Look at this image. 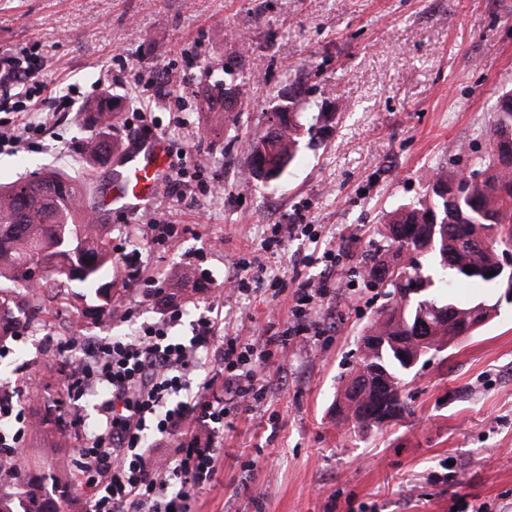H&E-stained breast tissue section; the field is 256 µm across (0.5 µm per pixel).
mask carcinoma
Here are the masks:
<instances>
[{
    "label": "carcinoma",
    "mask_w": 512,
    "mask_h": 512,
    "mask_svg": "<svg viewBox=\"0 0 512 512\" xmlns=\"http://www.w3.org/2000/svg\"><path fill=\"white\" fill-rule=\"evenodd\" d=\"M117 118L112 106L92 103L77 115L79 123L98 130L85 146L91 168L105 165L114 145L105 131ZM266 136L247 148L249 166L268 180L294 162L301 129L295 112L275 113ZM508 137L512 150V90L498 100L485 169L470 176H436L425 197L389 215L385 237L391 255L376 262L369 276L380 283L399 270L400 281L389 282L394 303L382 309L360 339L359 363L342 387L339 415L366 428L404 409L402 387L409 373L405 357L419 350V337L429 345L451 346L459 336L497 314L498 303L486 298L459 300L454 289L482 282L499 287L512 279L501 269L499 246L512 242V158L498 154ZM86 184L56 170L43 168L25 186L0 184V348L15 331L37 320L44 300L65 294L72 281L103 310L112 299V250L99 225L90 221ZM433 255L439 268L453 278L446 295L435 294V282L422 272L417 256ZM474 272L469 273L465 268ZM41 273L35 275L32 269ZM495 275L489 277L487 273ZM196 273L182 268L169 273L175 289L191 286ZM0 512H48L37 490L22 500L0 493Z\"/></svg>",
    "instance_id": "carcinoma-1"
}]
</instances>
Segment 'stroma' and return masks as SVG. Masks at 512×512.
<instances>
[{
    "instance_id": "35a3bbf8",
    "label": "stroma",
    "mask_w": 512,
    "mask_h": 512,
    "mask_svg": "<svg viewBox=\"0 0 512 512\" xmlns=\"http://www.w3.org/2000/svg\"><path fill=\"white\" fill-rule=\"evenodd\" d=\"M39 52L42 79L72 104L48 114L44 134L0 151V183L45 167L89 175L109 198L112 172L87 170L89 131L76 123L87 103L111 94L121 109L110 138L139 137L137 108L169 158L198 164L204 186L183 197L160 193L135 215L110 206L102 234L113 252H141L135 277L112 266V310L78 314L80 287L49 300L39 322L0 354V392L38 427L20 443L24 495L36 484L49 512H87L77 496L76 450L97 421L93 401L63 385L57 344L73 323L84 335L125 336L162 319L155 298L174 266L198 276L186 288L188 337L199 318L269 335L267 314L288 318L298 283L329 281L313 319L324 332L292 346L281 366L260 367L266 400L232 413L215 440L214 482L190 512H512V301L489 293L498 315L446 356H426L407 378L402 417L362 429L336 416L358 338L390 298L361 272L387 249L388 213L422 197L433 174L475 170L490 155L488 122L512 89V0H0V51ZM166 69L178 97L154 100L150 82ZM236 105L224 111L225 90ZM314 101L299 115L298 162L274 181L247 175L245 147L271 129L276 110ZM177 228L154 241L152 220ZM274 224L293 225L277 247ZM340 261L328 273L325 255ZM258 259L264 280L231 294L224 278L238 258ZM284 290L270 298L267 279Z\"/></svg>"
}]
</instances>
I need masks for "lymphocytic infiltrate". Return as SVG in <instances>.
<instances>
[{"label":"lymphocytic infiltrate","instance_id":"1","mask_svg":"<svg viewBox=\"0 0 512 512\" xmlns=\"http://www.w3.org/2000/svg\"><path fill=\"white\" fill-rule=\"evenodd\" d=\"M41 69L36 56L0 55V109L28 111L23 125L27 132L42 129L44 105L34 99L21 104L18 96ZM325 295L323 283H300L285 327L262 342L238 331L217 334L207 318L199 319L195 336L173 337L170 330L182 317L176 305L162 320L142 324L133 335L87 340L84 358L68 364L64 384L82 396L102 394L99 429L77 450L89 512H189L211 483L217 461L216 448L201 443L197 429L218 436L230 413L252 409L266 391L258 368L272 364L290 343L302 342L315 331L310 316ZM214 338L221 341L224 385L206 381L202 393H190L189 375ZM175 434L181 442L174 457L151 451V438Z\"/></svg>","mask_w":512,"mask_h":512}]
</instances>
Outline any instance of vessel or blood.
<instances>
[{
  "label": "vessel or blood",
  "instance_id": "obj_1",
  "mask_svg": "<svg viewBox=\"0 0 512 512\" xmlns=\"http://www.w3.org/2000/svg\"><path fill=\"white\" fill-rule=\"evenodd\" d=\"M169 150L164 138L155 135L130 141L112 177V200L135 214L152 202L168 180Z\"/></svg>",
  "mask_w": 512,
  "mask_h": 512
}]
</instances>
